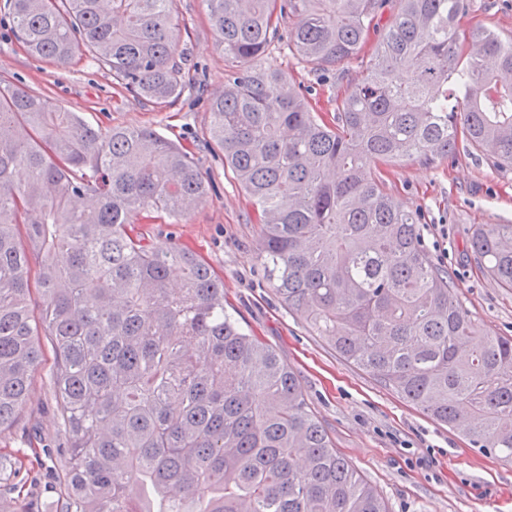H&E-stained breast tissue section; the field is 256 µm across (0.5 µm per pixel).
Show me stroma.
<instances>
[{"mask_svg":"<svg viewBox=\"0 0 512 512\" xmlns=\"http://www.w3.org/2000/svg\"><path fill=\"white\" fill-rule=\"evenodd\" d=\"M469 22L512 36V0H470ZM178 48L193 81L166 109L135 98L112 81L108 69L79 52L66 64L32 56L0 22V85L27 89L103 127L146 126L181 143L216 193L181 223L153 218L139 225L147 242L177 241L201 256L224 281V307L249 333L274 348L293 369L308 405L337 450L378 492L389 512H512V463L474 448L467 437L433 421L335 352L279 302L257 261L260 226L247 194L224 157L205 138L206 103L224 91L230 74L202 0H181ZM265 64L308 88L325 113L336 95L360 77L368 58L326 72L294 58L286 43L271 47ZM389 193L405 209L423 214L421 238L444 267L481 334L512 336V292L498 287L473 262L474 225L512 222V172L460 152L425 165L405 160L386 168ZM44 349L22 425L54 448L53 365Z\"/></svg>","mask_w":512,"mask_h":512,"instance_id":"1","label":"stroma"}]
</instances>
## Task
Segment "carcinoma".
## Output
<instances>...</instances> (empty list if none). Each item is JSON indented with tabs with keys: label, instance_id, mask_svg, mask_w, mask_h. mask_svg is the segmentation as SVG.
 Instances as JSON below:
<instances>
[{
	"label": "carcinoma",
	"instance_id": "cac0c4a2",
	"mask_svg": "<svg viewBox=\"0 0 512 512\" xmlns=\"http://www.w3.org/2000/svg\"><path fill=\"white\" fill-rule=\"evenodd\" d=\"M180 0H0L36 57L82 51L157 108L190 85L176 57ZM231 62L209 102L210 143L261 224L257 258L280 303L345 362L424 414L512 461V336L477 324L433 263L421 215L383 166L464 149L512 171V39L470 0H203ZM286 40L328 69L368 52L330 118L261 60ZM210 185L149 127L91 125L0 88V434L55 360L59 512H388L309 409L295 373L224 310V281L187 247L135 225L179 220ZM478 267L512 290V223L476 224ZM0 454V499L39 512L25 464Z\"/></svg>",
	"mask_w": 512,
	"mask_h": 512
}]
</instances>
